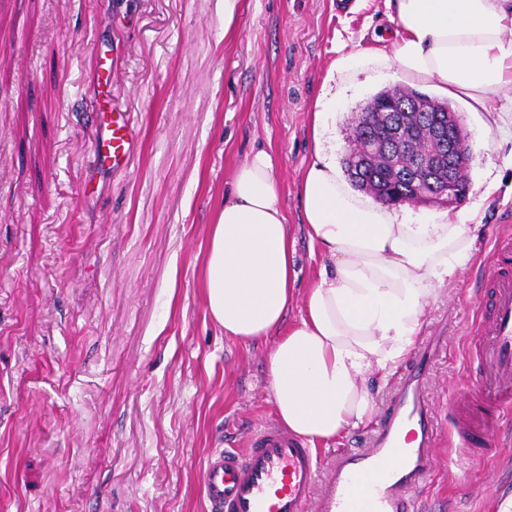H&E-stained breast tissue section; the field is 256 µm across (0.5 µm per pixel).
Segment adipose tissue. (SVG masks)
<instances>
[{
	"mask_svg": "<svg viewBox=\"0 0 512 512\" xmlns=\"http://www.w3.org/2000/svg\"><path fill=\"white\" fill-rule=\"evenodd\" d=\"M386 4L387 48L335 58L313 103L315 158L299 197L323 263L298 322L286 321L296 249L268 151L233 171L204 253L211 321L227 337L270 341L265 375L277 418L313 447L370 421L372 384L409 354L439 287L473 259L481 224L476 203L415 224L355 191L322 147L337 95L360 74L394 67L409 84L466 100L488 130L512 131V0Z\"/></svg>",
	"mask_w": 512,
	"mask_h": 512,
	"instance_id": "1",
	"label": "adipose tissue"
}]
</instances>
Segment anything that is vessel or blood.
Listing matches in <instances>:
<instances>
[{"mask_svg": "<svg viewBox=\"0 0 512 512\" xmlns=\"http://www.w3.org/2000/svg\"><path fill=\"white\" fill-rule=\"evenodd\" d=\"M102 145L113 170L125 169L135 145L130 115L113 113ZM478 309L479 333L467 349L472 382L451 433L459 447L477 439L480 454L494 456L488 433L512 416V243L496 242ZM439 348L433 341L419 349L369 447L337 455L328 475L310 448L273 424L256 428L242 447L213 452L202 473L209 512H413L433 471L437 428L426 385Z\"/></svg>", "mask_w": 512, "mask_h": 512, "instance_id": "vessel-or-blood-1", "label": "vessel or blood"}]
</instances>
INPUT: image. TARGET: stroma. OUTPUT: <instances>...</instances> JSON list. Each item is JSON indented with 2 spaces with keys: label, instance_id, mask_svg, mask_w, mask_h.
Segmentation results:
<instances>
[{
  "label": "stroma",
  "instance_id": "1",
  "mask_svg": "<svg viewBox=\"0 0 512 512\" xmlns=\"http://www.w3.org/2000/svg\"><path fill=\"white\" fill-rule=\"evenodd\" d=\"M0 0V512H206L209 452L275 422L267 342L225 337L207 314L208 226L232 171L275 162L296 241L299 319L321 262L298 183L315 156L310 110L330 62L390 29L384 0ZM232 24H225V11ZM359 75L336 100L326 151L342 159L358 114L397 86ZM481 201L475 259L424 316L444 337L427 391L437 459L422 512H500L512 428L496 460L448 452L450 403L471 381L467 345L494 244L512 239V137L454 100ZM135 123L127 168L96 154L98 115ZM373 422L319 447H368Z\"/></svg>",
  "mask_w": 512,
  "mask_h": 512
}]
</instances>
